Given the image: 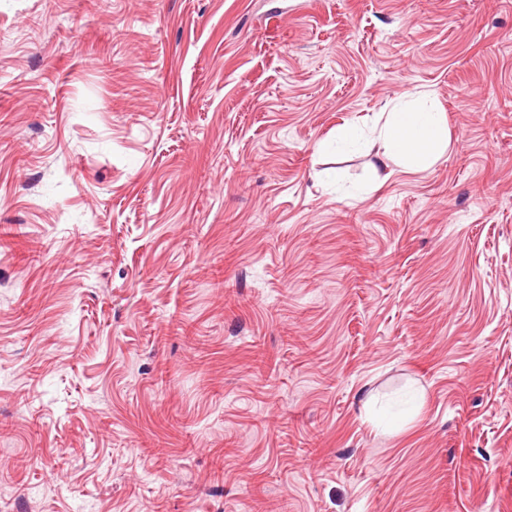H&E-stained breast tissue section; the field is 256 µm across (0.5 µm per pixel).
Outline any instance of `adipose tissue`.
Returning a JSON list of instances; mask_svg holds the SVG:
<instances>
[{
	"instance_id": "1",
	"label": "adipose tissue",
	"mask_w": 512,
	"mask_h": 512,
	"mask_svg": "<svg viewBox=\"0 0 512 512\" xmlns=\"http://www.w3.org/2000/svg\"><path fill=\"white\" fill-rule=\"evenodd\" d=\"M380 141L383 161H393L407 169L436 162L448 147V126L435 103L394 104L382 113L373 130Z\"/></svg>"
}]
</instances>
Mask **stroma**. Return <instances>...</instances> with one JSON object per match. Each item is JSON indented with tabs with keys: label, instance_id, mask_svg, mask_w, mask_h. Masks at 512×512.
I'll return each mask as SVG.
<instances>
[{
	"label": "stroma",
	"instance_id": "obj_1",
	"mask_svg": "<svg viewBox=\"0 0 512 512\" xmlns=\"http://www.w3.org/2000/svg\"><path fill=\"white\" fill-rule=\"evenodd\" d=\"M0 512H512V0H0ZM443 114L434 102H400L389 112H381L372 133L381 142L383 166L394 161L404 168L418 169L436 162L448 148V125Z\"/></svg>",
	"mask_w": 512,
	"mask_h": 512
}]
</instances>
